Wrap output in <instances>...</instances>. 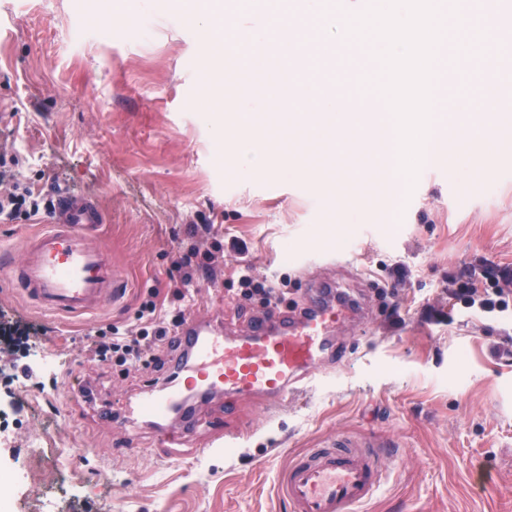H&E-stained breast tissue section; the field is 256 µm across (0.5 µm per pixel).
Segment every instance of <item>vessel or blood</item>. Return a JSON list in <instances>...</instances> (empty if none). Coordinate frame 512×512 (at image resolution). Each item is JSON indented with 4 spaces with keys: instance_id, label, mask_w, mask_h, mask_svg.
Segmentation results:
<instances>
[{
    "instance_id": "obj_1",
    "label": "vessel or blood",
    "mask_w": 512,
    "mask_h": 512,
    "mask_svg": "<svg viewBox=\"0 0 512 512\" xmlns=\"http://www.w3.org/2000/svg\"><path fill=\"white\" fill-rule=\"evenodd\" d=\"M104 221L95 198L53 191L41 230L20 239V260L0 254V283L51 315L92 314L110 305L123 281L91 237ZM358 308L335 282L316 281L301 304L255 316L243 335L220 316L186 318L175 333L181 360L162 382L147 383L125 400L123 428L152 425L158 444L174 453L211 428L183 412L189 397L220 394L229 406L248 399L276 407L289 394L333 385V371L346 357L337 334L358 320ZM383 456L378 445L337 437L290 460L278 476L280 496L289 512H362L385 484Z\"/></svg>"
}]
</instances>
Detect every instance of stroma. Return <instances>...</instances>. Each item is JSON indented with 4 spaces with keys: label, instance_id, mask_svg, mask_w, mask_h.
<instances>
[{
    "label": "stroma",
    "instance_id": "obj_1",
    "mask_svg": "<svg viewBox=\"0 0 512 512\" xmlns=\"http://www.w3.org/2000/svg\"><path fill=\"white\" fill-rule=\"evenodd\" d=\"M218 13L239 38L262 35L261 54L282 57L308 95L276 114L234 81L203 83L207 38L182 19ZM278 26L271 5L242 16L237 0H0V113L12 115L0 154L17 158L38 201L55 184L97 198L107 216L98 241L128 283L115 305L71 317L0 287V323L23 315L44 327L0 340V512H288L278 474L339 433L397 448L367 512H512V315L483 316L449 296L466 270L512 271V108L475 141L476 114L458 100L493 55L505 63L493 93L512 99V50L444 48L432 111L455 106L448 140L469 161L423 163L411 188L400 175L381 180L382 116L362 85L371 46L301 40L287 55ZM338 96L341 112L322 110ZM240 138L276 155V167L238 169L228 154ZM189 224L214 225L248 251L216 256L186 314L220 310L244 332L264 309L240 295L234 270L247 263L283 283L289 304L313 278L367 295L363 324L341 334L349 358L334 387L273 413L250 400L230 415L223 399L200 404L202 418L245 433L239 448L204 454L202 434L171 457L144 426L127 455L122 401L166 372L98 361L93 335L133 328L149 290L170 309Z\"/></svg>",
    "mask_w": 512,
    "mask_h": 512
}]
</instances>
